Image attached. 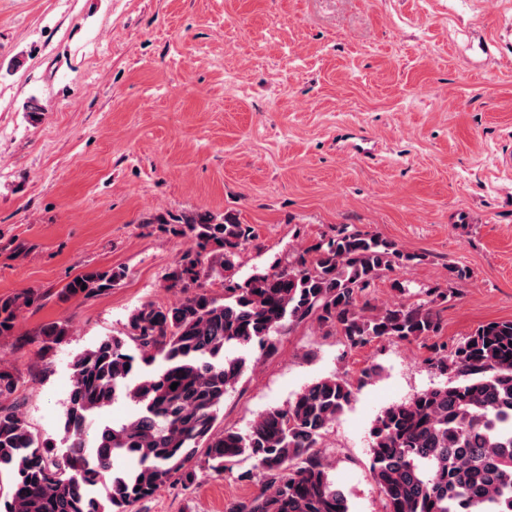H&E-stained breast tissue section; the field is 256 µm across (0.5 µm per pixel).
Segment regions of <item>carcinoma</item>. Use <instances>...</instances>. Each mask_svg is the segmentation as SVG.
Segmentation results:
<instances>
[{
	"label": "carcinoma",
	"mask_w": 512,
	"mask_h": 512,
	"mask_svg": "<svg viewBox=\"0 0 512 512\" xmlns=\"http://www.w3.org/2000/svg\"><path fill=\"white\" fill-rule=\"evenodd\" d=\"M158 223L193 240L167 276L166 288L182 297L141 305L125 333L74 358L63 452L54 454L31 431L16 397L19 378L0 365V512H132L167 486L195 483L199 470L220 474L242 460L252 462L242 477L257 491L229 501L224 512H349L320 444L354 400V387L338 375L321 378L286 406L258 414L247 432H218L224 395L247 369L246 358L228 350L270 355L285 324L306 321L335 330L351 347L437 335L438 313L427 303L376 310L358 301L384 272L414 256L344 226L287 265L235 281L239 251L253 237L236 214L219 220L184 212ZM120 278L88 271L60 296L99 295ZM216 278L225 279L221 298L206 290ZM36 301L31 292L1 297L0 336L13 335L19 313ZM41 335L59 344L67 330L53 322ZM432 364L453 377L384 407L370 431L383 512H512V320L478 326ZM120 397L135 412L100 425L89 440V424ZM117 454L135 458L136 468L112 473ZM99 485L103 496L93 491Z\"/></svg>",
	"instance_id": "1"
}]
</instances>
